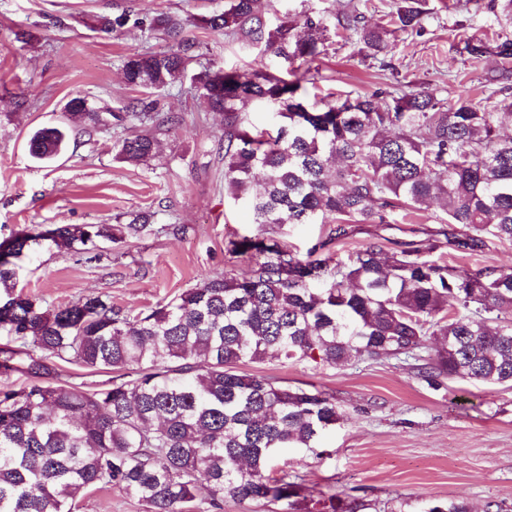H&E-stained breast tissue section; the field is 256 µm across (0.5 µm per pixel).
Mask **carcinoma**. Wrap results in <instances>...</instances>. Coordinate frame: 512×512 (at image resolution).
Instances as JSON below:
<instances>
[{"label":"carcinoma","instance_id":"cac0c4a2","mask_svg":"<svg viewBox=\"0 0 512 512\" xmlns=\"http://www.w3.org/2000/svg\"><path fill=\"white\" fill-rule=\"evenodd\" d=\"M273 0H228L207 24L290 66L206 68L199 97L224 115V188L245 202L258 231L231 242L247 274L205 277L172 300L130 315L108 296L48 309L16 291V261L44 246L88 253L101 239L153 231L151 224H39L0 241V374L32 382L0 389V512H73L76 497L101 487L138 499L145 512H223L224 500L278 504L279 512H344L336 493L308 503L288 471L272 475L284 448H315L343 420L332 397L290 388L239 366L267 354L326 365L409 356L427 338L446 346L429 363L431 378L512 385V270L448 265L422 240L390 251L370 241L344 261L318 257L333 237L306 255L276 230L287 224L383 222L396 209L423 212L443 202L445 247L476 253L487 239L512 241V100L490 89L479 104L447 102L424 88L371 95L328 93L312 101L313 64L325 51L327 26L307 12L267 27ZM496 54L512 58V0H491ZM412 0L388 25L362 24L353 5L337 27L362 44L363 58L387 66L390 36L418 26ZM176 44L123 61L127 83L171 86L197 62L181 20L154 24ZM276 108L270 131L247 121L243 108ZM131 116L158 126L175 117L146 98ZM68 121L94 127L100 113L68 105ZM69 127L44 128L29 140L31 156L57 157ZM158 142L132 132L119 155L144 160ZM60 362L114 376L92 389L54 379ZM423 512H471L464 501L432 500Z\"/></svg>","mask_w":512,"mask_h":512}]
</instances>
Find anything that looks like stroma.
Instances as JSON below:
<instances>
[{"label": "stroma", "mask_w": 512, "mask_h": 512, "mask_svg": "<svg viewBox=\"0 0 512 512\" xmlns=\"http://www.w3.org/2000/svg\"><path fill=\"white\" fill-rule=\"evenodd\" d=\"M227 0H0V240L37 224H130L148 217L154 231L102 242L85 254L50 247L23 257L17 286L41 305L58 308L85 296H108L136 314L200 283L203 276L247 268L231 240L256 233L242 202L224 190V118L208 111L191 80L156 91L157 112L176 124L157 132L156 154L120 158L119 142L136 121L126 118L143 93L127 85L122 62L133 53L173 43L127 22L104 33L99 15L134 10L141 17L171 14L187 20L185 34L202 65L247 68L255 50L205 23ZM348 0H275V26L300 12L335 24ZM488 0H419L420 27L398 32L390 69L363 58L355 35L327 39L317 61L320 93L422 85L455 100H480L489 78L501 75L495 53L474 55L451 29L493 42ZM87 100L104 120L91 132L75 129L65 151L48 163L29 152L31 134L67 122L66 103ZM446 214L440 205L415 214L391 213L383 224H352L330 246L333 258L372 240L409 243L434 238ZM434 342L412 356L363 359L329 366L269 358L258 371L279 384L332 396L342 421L318 447L284 449L274 463L308 498L336 490L356 512H392L448 498L472 512L512 505V388L441 380L421 369ZM74 512H143L115 489L79 495Z\"/></svg>", "instance_id": "35a3bbf8"}]
</instances>
